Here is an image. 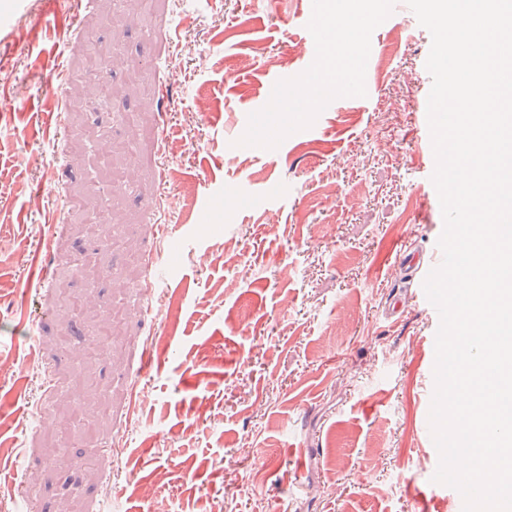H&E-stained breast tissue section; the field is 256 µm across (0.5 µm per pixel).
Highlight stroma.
<instances>
[{
    "instance_id": "1",
    "label": "stroma",
    "mask_w": 512,
    "mask_h": 512,
    "mask_svg": "<svg viewBox=\"0 0 512 512\" xmlns=\"http://www.w3.org/2000/svg\"><path fill=\"white\" fill-rule=\"evenodd\" d=\"M333 2L0 0V512H451L425 487L431 35ZM348 17L344 92L274 109L321 94L297 46ZM89 36L139 63L122 117L85 93Z\"/></svg>"
}]
</instances>
